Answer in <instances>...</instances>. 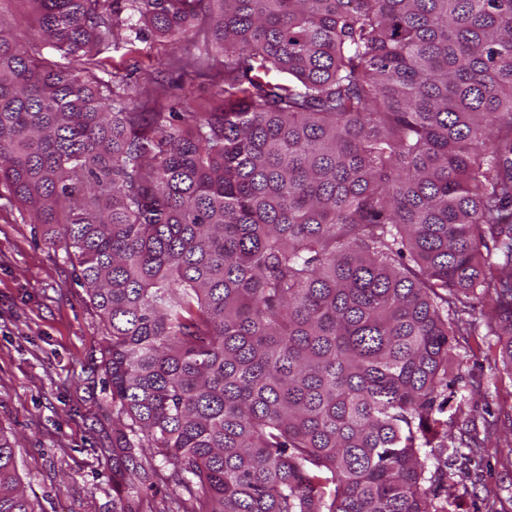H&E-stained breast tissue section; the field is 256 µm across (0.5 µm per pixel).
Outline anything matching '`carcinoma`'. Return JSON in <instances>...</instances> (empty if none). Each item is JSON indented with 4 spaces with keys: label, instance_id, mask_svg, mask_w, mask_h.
Wrapping results in <instances>:
<instances>
[{
    "label": "carcinoma",
    "instance_id": "carcinoma-1",
    "mask_svg": "<svg viewBox=\"0 0 512 512\" xmlns=\"http://www.w3.org/2000/svg\"><path fill=\"white\" fill-rule=\"evenodd\" d=\"M13 2L0 187L103 322L119 512L158 457L164 512H437L472 301L512 376V0ZM201 16L204 105L100 58ZM0 512H37L2 435ZM0 8L5 16L12 19V32L23 44L40 41L38 28L31 14L17 11L15 3L8 0H0Z\"/></svg>",
    "mask_w": 512,
    "mask_h": 512
}]
</instances>
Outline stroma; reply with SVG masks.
<instances>
[{
  "instance_id": "35a3bbf8",
  "label": "stroma",
  "mask_w": 512,
  "mask_h": 512,
  "mask_svg": "<svg viewBox=\"0 0 512 512\" xmlns=\"http://www.w3.org/2000/svg\"><path fill=\"white\" fill-rule=\"evenodd\" d=\"M196 53L192 40L153 37L139 52L102 57L144 95L167 94L175 106L212 90L191 64ZM21 212L17 203L0 206V433L44 512H114L104 326L63 248ZM490 342L474 309L470 333L455 344L459 381L445 417L455 440L478 442L482 460L439 489V512H512V375Z\"/></svg>"
}]
</instances>
